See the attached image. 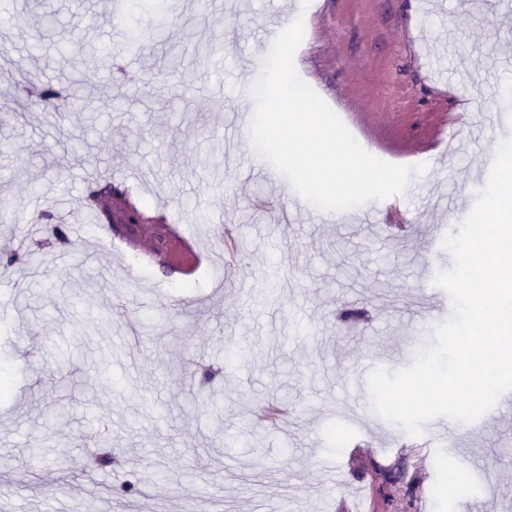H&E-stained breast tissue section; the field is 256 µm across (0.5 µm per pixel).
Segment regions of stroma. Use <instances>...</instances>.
<instances>
[{"label":"stroma","mask_w":512,"mask_h":512,"mask_svg":"<svg viewBox=\"0 0 512 512\" xmlns=\"http://www.w3.org/2000/svg\"><path fill=\"white\" fill-rule=\"evenodd\" d=\"M301 0H13L0 68V512H512V408L461 423L455 448L353 405L363 367L397 371L434 341L421 328L432 239L457 232L512 135V10L498 0H311L298 75L381 160L425 165L399 200L407 238L346 212L255 199L269 183L224 155L238 60ZM156 17L164 41L126 53L114 11ZM80 48L76 71L60 63ZM78 74L95 120L53 111L45 85ZM151 81L135 96L130 79ZM165 137L143 147L145 120ZM139 186L134 210L240 225L252 247L208 300L190 276L115 253L120 222L94 190ZM63 226L59 240L51 227ZM75 354L73 365L60 358ZM287 404L279 424L255 414ZM111 452L114 466L96 469ZM474 472L475 489L465 475ZM144 492L128 501L124 485Z\"/></svg>","instance_id":"35a3bbf8"}]
</instances>
